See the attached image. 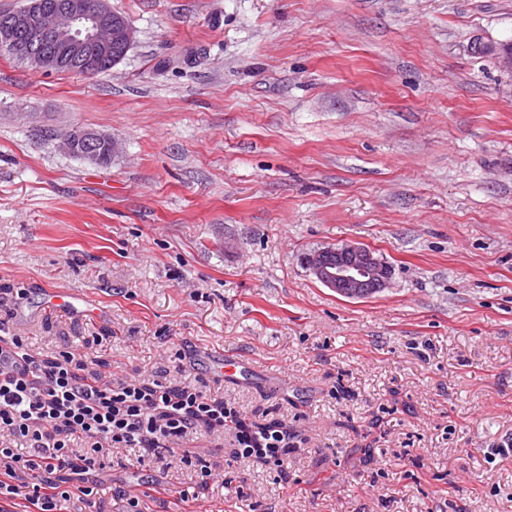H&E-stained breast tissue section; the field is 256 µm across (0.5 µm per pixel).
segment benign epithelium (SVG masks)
Listing matches in <instances>:
<instances>
[{"instance_id":"1","label":"benign epithelium","mask_w":512,"mask_h":512,"mask_svg":"<svg viewBox=\"0 0 512 512\" xmlns=\"http://www.w3.org/2000/svg\"><path fill=\"white\" fill-rule=\"evenodd\" d=\"M135 42V30L112 11L109 0H25L0 21V49L12 52L39 71L73 66L86 73L112 69ZM69 155L98 163L116 154L112 136L74 128L62 141ZM306 270L323 286L348 299L368 298L384 288L391 270L367 247L345 243L304 257Z\"/></svg>"}]
</instances>
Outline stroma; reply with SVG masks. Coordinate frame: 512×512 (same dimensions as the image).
Listing matches in <instances>:
<instances>
[{
  "instance_id": "obj_1",
  "label": "stroma",
  "mask_w": 512,
  "mask_h": 512,
  "mask_svg": "<svg viewBox=\"0 0 512 512\" xmlns=\"http://www.w3.org/2000/svg\"><path fill=\"white\" fill-rule=\"evenodd\" d=\"M112 71L0 51V334L105 378L196 381L288 428V468L187 441L212 471L106 459L61 512H512V0H110ZM112 135L111 165L56 146ZM392 270L347 299L306 254ZM93 302L60 309L48 290ZM232 352V385L181 351ZM304 265L316 281L348 299L368 298L391 278L389 266L373 250L351 243L314 251Z\"/></svg>"
}]
</instances>
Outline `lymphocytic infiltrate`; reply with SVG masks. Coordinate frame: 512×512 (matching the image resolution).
<instances>
[{"label":"lymphocytic infiltrate","instance_id":"1","mask_svg":"<svg viewBox=\"0 0 512 512\" xmlns=\"http://www.w3.org/2000/svg\"><path fill=\"white\" fill-rule=\"evenodd\" d=\"M234 419L194 383L173 390L156 379L105 382L72 352L46 360L22 337L0 336V489L9 481L29 485L42 472L31 485L30 512H56L74 492L92 496L91 481L113 448L138 464L152 457L192 468L205 493L211 472L184 445ZM236 438L239 460L287 469V430L242 427Z\"/></svg>","mask_w":512,"mask_h":512}]
</instances>
